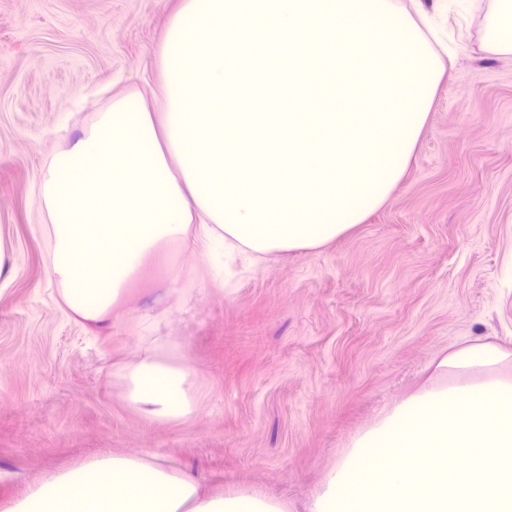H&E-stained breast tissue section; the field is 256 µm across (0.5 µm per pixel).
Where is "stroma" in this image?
<instances>
[{
  "label": "stroma",
  "instance_id": "35a3bbf8",
  "mask_svg": "<svg viewBox=\"0 0 512 512\" xmlns=\"http://www.w3.org/2000/svg\"><path fill=\"white\" fill-rule=\"evenodd\" d=\"M178 0H0V512L45 473L152 454L203 493L257 490L306 512L350 439L476 337L512 349V54L483 51L496 0L445 14L448 58L407 171L335 241L199 262L177 244L102 330L62 315L38 175L112 102L146 90ZM184 303L158 304L170 267ZM198 376L186 419L149 422L113 365L143 345L133 309Z\"/></svg>",
  "mask_w": 512,
  "mask_h": 512
}]
</instances>
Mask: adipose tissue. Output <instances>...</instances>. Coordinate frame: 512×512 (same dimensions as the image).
Segmentation results:
<instances>
[{"instance_id":"obj_1","label":"adipose tissue","mask_w":512,"mask_h":512,"mask_svg":"<svg viewBox=\"0 0 512 512\" xmlns=\"http://www.w3.org/2000/svg\"><path fill=\"white\" fill-rule=\"evenodd\" d=\"M181 0L158 48L160 95L121 91L38 181L48 273L64 315L121 319L160 246L200 260L321 247L380 208L401 181L445 69L424 30L441 0ZM485 51L512 54V0L485 18ZM324 112H243L257 78ZM151 422L194 410L182 344L152 342L115 371ZM8 512H286L262 493L206 496L150 455L103 456L45 476Z\"/></svg>"}]
</instances>
